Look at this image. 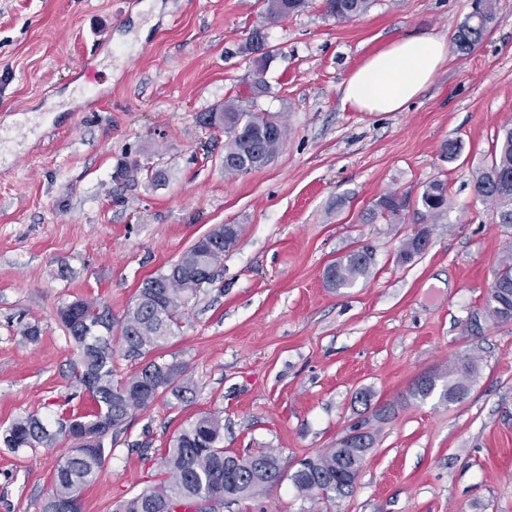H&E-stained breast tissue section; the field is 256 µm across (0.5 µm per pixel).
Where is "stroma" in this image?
<instances>
[{"label":"stroma","mask_w":512,"mask_h":512,"mask_svg":"<svg viewBox=\"0 0 512 512\" xmlns=\"http://www.w3.org/2000/svg\"><path fill=\"white\" fill-rule=\"evenodd\" d=\"M472 3L373 0L340 22L307 0L266 25L276 55L256 96L257 65L238 48L263 0H0V425L89 411L60 306L96 299L121 317L197 239L243 228L161 351L186 366L192 400L159 398L107 437L82 512H115L159 478V448L204 412L222 415L226 450L268 449L293 469L363 418L361 390L396 410L371 421L351 494L304 499L285 480L223 512H512V322L469 329L512 246V226L473 192L512 122V0H495L485 39L449 48L404 110L360 112L342 92L399 37L453 38ZM87 62L95 79L82 90L73 77ZM235 98L280 115L288 135L268 164L228 178L223 134L197 117ZM449 139L461 146L452 160L440 153ZM133 160L137 176L115 181ZM434 180L448 185V216L425 253L399 262L424 219L410 209L368 224L363 213ZM362 245L371 276L327 288L325 267ZM29 323L34 344L20 335ZM465 356L480 375L462 402L410 398L415 378ZM66 450L0 447V512H39Z\"/></svg>","instance_id":"stroma-1"}]
</instances>
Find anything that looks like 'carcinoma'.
<instances>
[{
	"mask_svg": "<svg viewBox=\"0 0 512 512\" xmlns=\"http://www.w3.org/2000/svg\"><path fill=\"white\" fill-rule=\"evenodd\" d=\"M373 0H324L326 15L343 22L363 17ZM305 0H266V22L285 19L304 7ZM476 12L469 14L454 35L457 50L466 52L479 43L494 20V0H478ZM265 25L251 30L240 52L254 56L257 63L253 85L258 93L267 91L263 73L272 58L267 50ZM224 123H199L224 132V174L243 175L256 168L260 159L272 158L285 138V126L277 116L255 112L239 99H227L218 109ZM475 195L490 205L498 223L512 226V127L503 126L491 164L476 177ZM428 226L409 238L398 260L407 263L421 254L418 239L431 238L433 225L448 214L446 185L429 182L415 200ZM410 207L409 198L388 191L377 199L372 215L401 219ZM241 228L224 224L185 250L166 271L146 279L134 295L123 318H112L111 310L96 302L77 300L62 306L58 315L73 343L76 354L71 362L75 386L88 392L94 403L86 414H73L53 429L36 415L13 419L0 428V444L12 451L46 448L60 441L71 444L52 476L51 492L40 512H81V492L99 475L105 457V438L120 428L136 412L149 408L161 396L171 395L185 402L193 384L184 365L149 357L165 347L180 327L182 308L200 289L213 284L218 269L239 240ZM374 253L367 246L356 247L336 258L324 271V280L334 289L349 288L368 276ZM512 311V248L505 252L496 270L481 315L470 323L471 330L482 329V322H507ZM131 367L120 377L113 367L114 348ZM479 374L478 361L464 357L441 372L424 375L414 383L409 396L424 401L438 396L442 404L465 399ZM224 433L222 418L214 413L197 417L182 428L163 449L161 467L164 479L136 496L121 502L115 512H180V508L207 498L213 512L226 504L267 493L283 479L291 481L299 496L330 499L353 491L367 456L374 445L373 434L364 433L366 444L357 445L342 436L336 446L298 462L290 474L284 473L280 457L271 450L241 456L220 446Z\"/></svg>",
	"mask_w": 512,
	"mask_h": 512,
	"instance_id": "carcinoma-1",
	"label": "carcinoma"
}]
</instances>
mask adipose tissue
<instances>
[{"label": "adipose tissue", "mask_w": 512, "mask_h": 512, "mask_svg": "<svg viewBox=\"0 0 512 512\" xmlns=\"http://www.w3.org/2000/svg\"><path fill=\"white\" fill-rule=\"evenodd\" d=\"M447 58L448 43L442 35L399 38L347 78L343 100L361 112L401 111L432 82Z\"/></svg>", "instance_id": "ef3b65f1"}]
</instances>
